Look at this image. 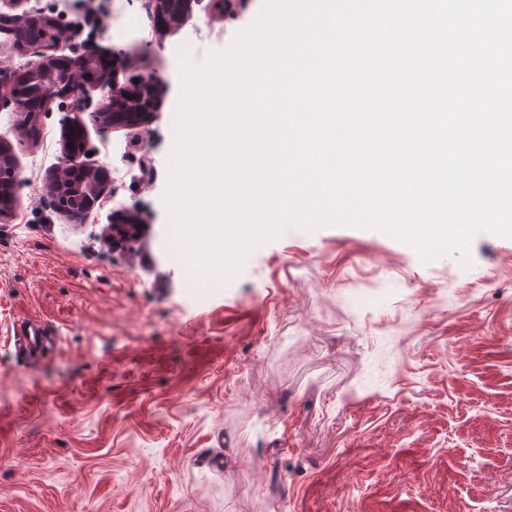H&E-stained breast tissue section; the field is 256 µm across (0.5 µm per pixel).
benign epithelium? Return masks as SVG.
I'll return each mask as SVG.
<instances>
[{"label":"benign epithelium","mask_w":512,"mask_h":512,"mask_svg":"<svg viewBox=\"0 0 512 512\" xmlns=\"http://www.w3.org/2000/svg\"><path fill=\"white\" fill-rule=\"evenodd\" d=\"M26 4V0H0V5L7 11L0 10V29L11 35H16L19 24L18 18H23L27 25H43L47 30L45 40L33 47L38 60L30 63L23 70L13 71L0 78V94L7 97L16 112V129L20 134H25L35 140L38 135L31 132V128L38 127L39 112L53 100H75L78 106L76 115L67 123L63 138L64 161L54 171L47 181L48 190L54 188L64 190L68 173L76 171L82 175V180L76 185L78 191L87 197L99 202L104 196L109 182L108 171L105 167L89 163L83 160L89 151L83 147L81 151L74 152L69 148V143L74 139H85V126L79 113L86 110L91 102L84 98L87 87H103L112 85L107 98L99 103L95 109V117L105 128L135 129L148 124L154 112L158 108V102H153L149 112L137 113L135 106L137 100L133 99L138 85L150 84L158 86L157 79L153 75H142L139 83L119 85L110 82V74L121 70L120 64H128V56L120 49L112 50V72L100 70L102 56L94 51L87 50L76 58L64 54L65 46L59 38L52 37L57 26L54 17L45 14H31L27 11L15 14V11ZM190 0H152V17L156 31L159 35L182 24L185 11ZM21 87H28L33 95L42 101V106L36 108L29 97H23L18 93ZM0 170L9 175L6 182L0 181V221L11 219L15 213L17 191L20 179L17 173L15 156L9 146L0 142ZM139 229V224L131 216H124L112 225V232H117L125 238H133Z\"/></svg>","instance_id":"7a95c632"}]
</instances>
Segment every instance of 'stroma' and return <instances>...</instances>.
I'll use <instances>...</instances> for the list:
<instances>
[{
	"mask_svg": "<svg viewBox=\"0 0 512 512\" xmlns=\"http://www.w3.org/2000/svg\"><path fill=\"white\" fill-rule=\"evenodd\" d=\"M263 2L225 24L196 0L162 37L146 0H29L71 55L124 49L118 82L153 74L163 104L141 130L83 112L111 184L82 223L45 189L72 102L34 142L0 104L21 180L0 223V512H512V238L477 234L466 268L375 229L290 227L213 286L172 243L182 62ZM118 210L136 238L107 240ZM26 318L47 354L16 353Z\"/></svg>",
	"mask_w": 512,
	"mask_h": 512,
	"instance_id": "35a3bbf8",
	"label": "stroma"
}]
</instances>
